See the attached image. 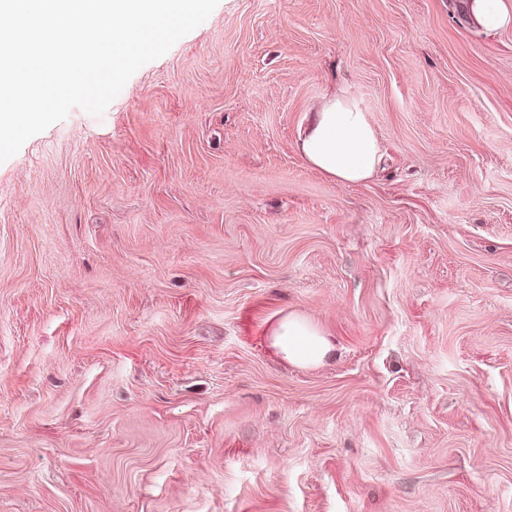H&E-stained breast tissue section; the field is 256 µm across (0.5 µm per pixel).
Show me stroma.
Instances as JSON below:
<instances>
[{
    "label": "stroma",
    "mask_w": 512,
    "mask_h": 512,
    "mask_svg": "<svg viewBox=\"0 0 512 512\" xmlns=\"http://www.w3.org/2000/svg\"><path fill=\"white\" fill-rule=\"evenodd\" d=\"M466 2L219 0L0 163V512H512V27ZM335 95L361 184L297 148ZM313 113L299 140L308 165L339 182L368 180L380 163L381 152L367 113L342 97L328 100ZM268 339L282 359L298 367L318 366L336 352L331 337L301 313H289L274 321Z\"/></svg>",
    "instance_id": "obj_1"
}]
</instances>
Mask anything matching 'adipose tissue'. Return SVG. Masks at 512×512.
<instances>
[{
  "instance_id": "adipose-tissue-1",
  "label": "adipose tissue",
  "mask_w": 512,
  "mask_h": 512,
  "mask_svg": "<svg viewBox=\"0 0 512 512\" xmlns=\"http://www.w3.org/2000/svg\"><path fill=\"white\" fill-rule=\"evenodd\" d=\"M305 161L330 179L358 184L376 170L381 152L366 112L354 101L336 97L315 112L299 140ZM271 347L289 364L312 367L336 352V344L313 320L289 313L268 330Z\"/></svg>"
}]
</instances>
